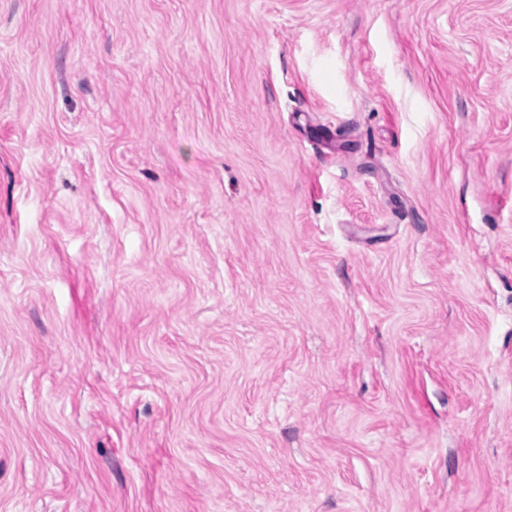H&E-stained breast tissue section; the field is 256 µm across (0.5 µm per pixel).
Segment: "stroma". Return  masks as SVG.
<instances>
[{"instance_id":"stroma-1","label":"stroma","mask_w":512,"mask_h":512,"mask_svg":"<svg viewBox=\"0 0 512 512\" xmlns=\"http://www.w3.org/2000/svg\"><path fill=\"white\" fill-rule=\"evenodd\" d=\"M0 512H512V0H0Z\"/></svg>"}]
</instances>
